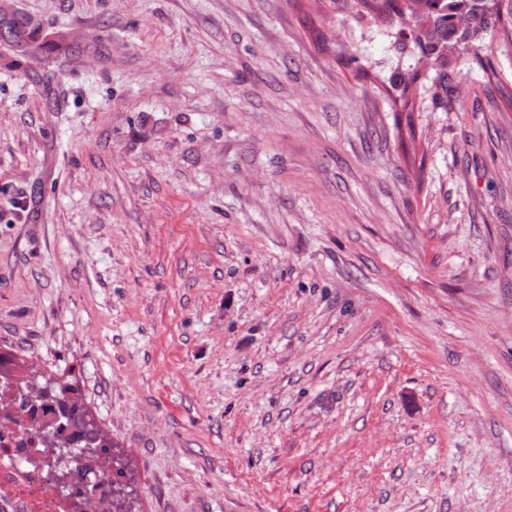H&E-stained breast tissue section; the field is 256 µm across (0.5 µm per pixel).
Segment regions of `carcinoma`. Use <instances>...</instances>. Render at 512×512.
<instances>
[{"label": "carcinoma", "mask_w": 512, "mask_h": 512, "mask_svg": "<svg viewBox=\"0 0 512 512\" xmlns=\"http://www.w3.org/2000/svg\"><path fill=\"white\" fill-rule=\"evenodd\" d=\"M361 7L376 21H384L394 11L403 16L400 0H360ZM412 12L422 18L415 37L421 58L430 62L435 70L448 67L449 58L465 46L470 49L492 47L500 34L503 14L512 12V0H411ZM44 23L19 9L0 14V44L8 47L10 67L32 55L45 60L65 59L77 61L86 56L87 44L76 39L70 31H59L49 39L43 32ZM24 399L37 398V402L54 411L46 421V436L51 439V452L47 466L51 475L63 471L62 446L82 441L81 458L77 465L105 455L111 459L112 472L124 476V467L116 459L110 441L97 428L82 402L78 389L61 382H41L30 376L17 384Z\"/></svg>", "instance_id": "obj_1"}]
</instances>
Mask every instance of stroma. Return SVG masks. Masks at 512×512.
<instances>
[{"label":"stroma","instance_id":"obj_1","mask_svg":"<svg viewBox=\"0 0 512 512\" xmlns=\"http://www.w3.org/2000/svg\"><path fill=\"white\" fill-rule=\"evenodd\" d=\"M16 4L112 52L0 47V351L131 512H512V47L436 100L354 0Z\"/></svg>","mask_w":512,"mask_h":512}]
</instances>
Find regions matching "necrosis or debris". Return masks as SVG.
I'll return each instance as SVG.
<instances>
[{
	"mask_svg": "<svg viewBox=\"0 0 512 512\" xmlns=\"http://www.w3.org/2000/svg\"><path fill=\"white\" fill-rule=\"evenodd\" d=\"M42 418L41 408L0 389V512H72L86 488L107 483L110 471L100 462L73 468L66 491L44 481Z\"/></svg>",
	"mask_w": 512,
	"mask_h": 512,
	"instance_id": "obj_1",
	"label": "necrosis or debris"
}]
</instances>
